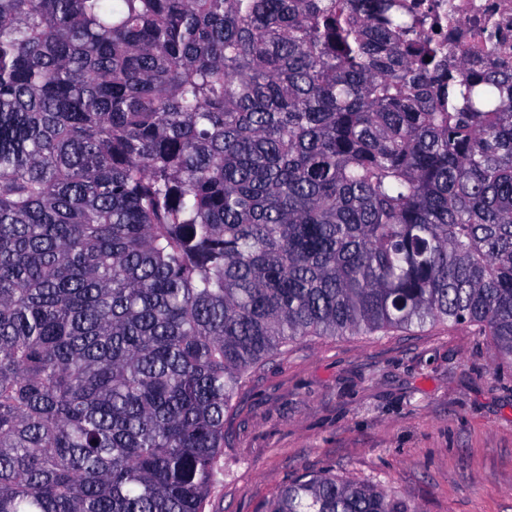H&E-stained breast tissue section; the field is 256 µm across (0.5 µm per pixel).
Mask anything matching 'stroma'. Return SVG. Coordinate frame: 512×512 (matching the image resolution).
Here are the masks:
<instances>
[{
    "instance_id": "1",
    "label": "stroma",
    "mask_w": 512,
    "mask_h": 512,
    "mask_svg": "<svg viewBox=\"0 0 512 512\" xmlns=\"http://www.w3.org/2000/svg\"><path fill=\"white\" fill-rule=\"evenodd\" d=\"M221 464L205 512H266L323 471L418 512H512V364L466 324L304 338L240 391Z\"/></svg>"
}]
</instances>
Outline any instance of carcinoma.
<instances>
[{
  "label": "carcinoma",
  "mask_w": 512,
  "mask_h": 512,
  "mask_svg": "<svg viewBox=\"0 0 512 512\" xmlns=\"http://www.w3.org/2000/svg\"><path fill=\"white\" fill-rule=\"evenodd\" d=\"M390 7L0 0V512H204L306 336L512 362V72ZM267 512L415 510L322 472Z\"/></svg>",
  "instance_id": "cac0c4a2"
}]
</instances>
